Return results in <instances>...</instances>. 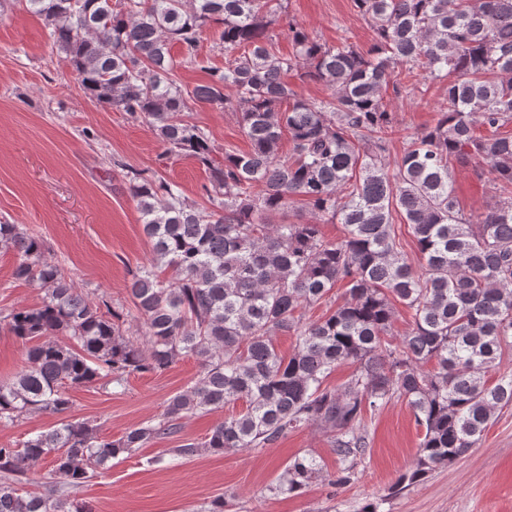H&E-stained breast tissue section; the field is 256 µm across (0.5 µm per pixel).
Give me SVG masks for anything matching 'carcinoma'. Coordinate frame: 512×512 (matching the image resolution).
Segmentation results:
<instances>
[{
    "label": "carcinoma",
    "instance_id": "cac0c4a2",
    "mask_svg": "<svg viewBox=\"0 0 512 512\" xmlns=\"http://www.w3.org/2000/svg\"><path fill=\"white\" fill-rule=\"evenodd\" d=\"M20 0L51 26L56 50L86 96L149 122L171 155L207 173L198 210L178 185L133 173L152 243L148 264L130 273L129 293L144 341L127 334L124 308L74 286L40 238L0 224V249L13 252L14 277L44 292L40 305L0 315L28 343L20 372L0 381V426L29 413L60 418L16 447L0 445V512H95L58 492L80 487L94 470L177 432L199 411L242 400L206 438L171 449V461L200 452L266 448L317 425L332 433L336 471L313 455L290 460L271 491L300 494L326 480L353 483L367 451L365 410L406 400L420 428L417 458L392 485L397 493L480 445L495 413L512 406V373L487 375L512 351V0H353L374 41L326 46L283 18L292 52L276 47L271 0ZM206 26L221 29L224 70L188 91L180 67L201 65ZM181 48L175 57L173 45ZM450 74L434 126L409 142L395 169L382 163L392 124L387 88L402 77ZM316 81L331 98L309 102L287 76ZM231 108L250 150L224 151L183 118L189 102ZM482 127L487 134L476 132ZM292 156L279 154L283 136ZM490 163L505 199L473 222L459 207L451 162ZM309 222L268 218L294 201ZM416 240L415 269L399 250L393 214ZM343 225L323 238L320 222ZM342 283L348 299L306 323L302 310ZM410 312L411 331L394 341L393 301ZM295 336L291 355L272 342ZM194 356L200 374L169 398L160 418L117 439L67 419L73 386L122 387L134 373L156 374ZM354 372L331 388L342 364ZM52 458L42 493L22 492L27 472Z\"/></svg>",
    "mask_w": 512,
    "mask_h": 512
}]
</instances>
